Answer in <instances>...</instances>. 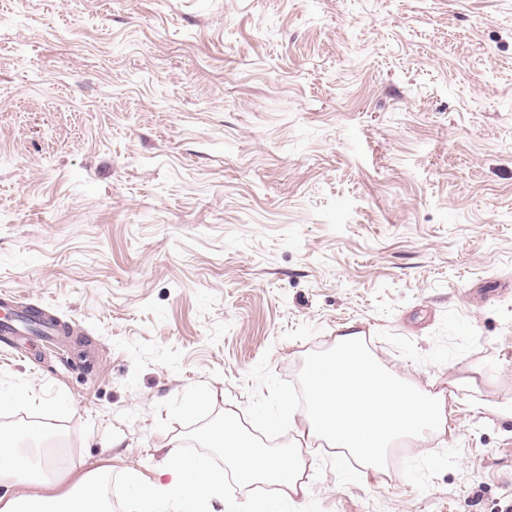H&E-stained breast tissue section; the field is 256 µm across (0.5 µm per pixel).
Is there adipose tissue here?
Returning <instances> with one entry per match:
<instances>
[{
  "label": "adipose tissue",
  "instance_id": "ef3b65f1",
  "mask_svg": "<svg viewBox=\"0 0 512 512\" xmlns=\"http://www.w3.org/2000/svg\"><path fill=\"white\" fill-rule=\"evenodd\" d=\"M304 384L308 433L331 440L373 469L384 466L389 449L401 439H420L447 424L446 392L426 390L390 373L356 331L337 336L329 353L309 361ZM204 439L223 451L242 483L275 484L287 497L303 492V462L296 453L254 442L229 420L207 431ZM166 458L167 480L147 482L135 470L126 475L141 512H201L208 499L219 497L222 472L175 447L167 449ZM0 512H107V505L99 493V476L91 472L66 495L22 494L1 504Z\"/></svg>",
  "mask_w": 512,
  "mask_h": 512
}]
</instances>
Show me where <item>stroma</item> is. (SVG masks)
I'll list each match as a JSON object with an SVG mask.
<instances>
[{
	"label": "stroma",
	"instance_id": "35a3bbf8",
	"mask_svg": "<svg viewBox=\"0 0 512 512\" xmlns=\"http://www.w3.org/2000/svg\"><path fill=\"white\" fill-rule=\"evenodd\" d=\"M62 344L0 346L14 455L135 512L203 431L300 443L288 512H512V0H0V293ZM454 390L359 470L280 419L345 329Z\"/></svg>",
	"mask_w": 512,
	"mask_h": 512
}]
</instances>
